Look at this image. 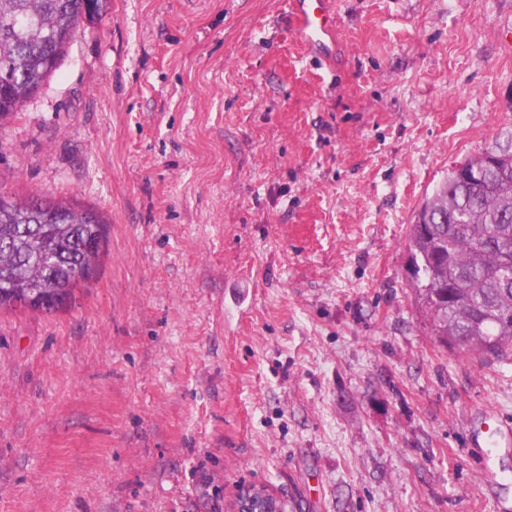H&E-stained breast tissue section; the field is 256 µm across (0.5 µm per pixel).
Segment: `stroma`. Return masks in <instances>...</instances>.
<instances>
[{
	"mask_svg": "<svg viewBox=\"0 0 512 512\" xmlns=\"http://www.w3.org/2000/svg\"><path fill=\"white\" fill-rule=\"evenodd\" d=\"M107 0L0 122V193L107 220L89 288L0 312V512H499L469 433L512 352L438 344L406 237L512 131V0ZM333 0H292V15L295 17L302 40L315 51L332 40L336 33V14ZM269 494L262 487L250 486L238 499L236 512H268Z\"/></svg>",
	"mask_w": 512,
	"mask_h": 512,
	"instance_id": "1",
	"label": "stroma"
}]
</instances>
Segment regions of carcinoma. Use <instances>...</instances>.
Masks as SVG:
<instances>
[{"label":"carcinoma","instance_id":"cac0c4a2","mask_svg":"<svg viewBox=\"0 0 512 512\" xmlns=\"http://www.w3.org/2000/svg\"><path fill=\"white\" fill-rule=\"evenodd\" d=\"M88 0H0V120L17 114L54 71ZM452 166L418 207L405 246L409 278L432 335L480 356L512 349V140ZM108 224L90 207L0 195V310L53 313L91 281Z\"/></svg>","mask_w":512,"mask_h":512}]
</instances>
